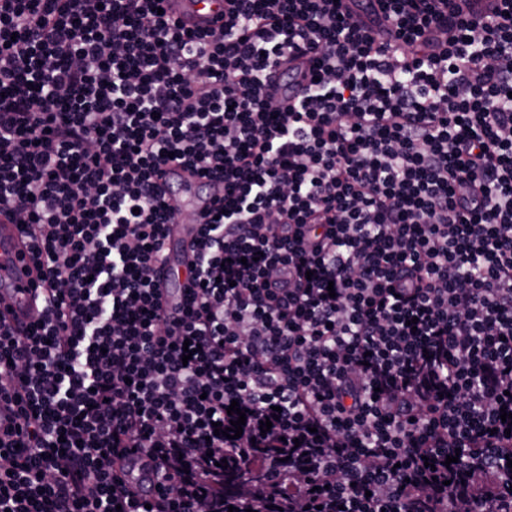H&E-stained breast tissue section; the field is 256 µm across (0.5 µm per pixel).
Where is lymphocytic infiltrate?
Wrapping results in <instances>:
<instances>
[{"label":"lymphocytic infiltrate","mask_w":512,"mask_h":512,"mask_svg":"<svg viewBox=\"0 0 512 512\" xmlns=\"http://www.w3.org/2000/svg\"><path fill=\"white\" fill-rule=\"evenodd\" d=\"M163 2L0 0V512H512V0ZM172 163L224 187L174 318ZM164 7L169 15L190 29L211 27V19L218 10L215 3L207 0H168ZM0 314L26 330L44 307L38 271L30 260L28 241L16 224L0 217Z\"/></svg>","instance_id":"obj_1"}]
</instances>
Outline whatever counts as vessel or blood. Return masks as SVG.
<instances>
[{"label": "vessel or blood", "instance_id": "b4317fda", "mask_svg": "<svg viewBox=\"0 0 512 512\" xmlns=\"http://www.w3.org/2000/svg\"><path fill=\"white\" fill-rule=\"evenodd\" d=\"M168 14L190 29L210 27L217 10L212 0H166ZM173 202L184 217L172 225L165 241V267L184 271L187 258L183 246L196 234L195 218L207 201L198 192L197 180L185 177L177 167H169ZM43 307L41 282L30 260L28 241L17 225L0 222V316L19 329H27Z\"/></svg>", "mask_w": 512, "mask_h": 512}]
</instances>
